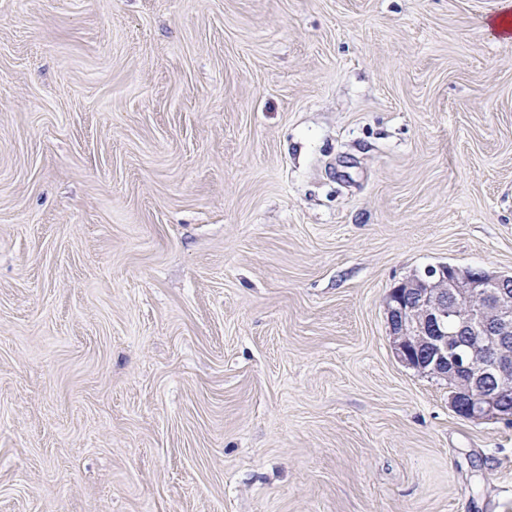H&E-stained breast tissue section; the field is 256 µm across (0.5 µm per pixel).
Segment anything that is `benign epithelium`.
Returning a JSON list of instances; mask_svg holds the SVG:
<instances>
[{
  "instance_id": "7a95c632",
  "label": "benign epithelium",
  "mask_w": 512,
  "mask_h": 512,
  "mask_svg": "<svg viewBox=\"0 0 512 512\" xmlns=\"http://www.w3.org/2000/svg\"><path fill=\"white\" fill-rule=\"evenodd\" d=\"M389 335L398 361L452 385L450 406L476 421L512 400V275L427 267L391 289Z\"/></svg>"
}]
</instances>
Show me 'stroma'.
Wrapping results in <instances>:
<instances>
[{"label":"stroma","mask_w":512,"mask_h":512,"mask_svg":"<svg viewBox=\"0 0 512 512\" xmlns=\"http://www.w3.org/2000/svg\"><path fill=\"white\" fill-rule=\"evenodd\" d=\"M501 0H0V512H512L386 300L512 274Z\"/></svg>","instance_id":"stroma-1"}]
</instances>
